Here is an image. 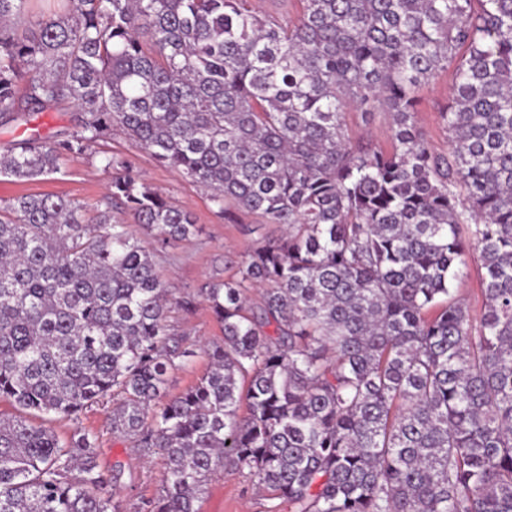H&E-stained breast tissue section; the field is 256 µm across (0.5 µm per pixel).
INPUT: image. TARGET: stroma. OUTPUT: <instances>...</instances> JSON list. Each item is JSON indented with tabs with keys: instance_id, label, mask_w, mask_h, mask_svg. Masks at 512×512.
I'll return each mask as SVG.
<instances>
[{
	"instance_id": "obj_1",
	"label": "stroma",
	"mask_w": 512,
	"mask_h": 512,
	"mask_svg": "<svg viewBox=\"0 0 512 512\" xmlns=\"http://www.w3.org/2000/svg\"><path fill=\"white\" fill-rule=\"evenodd\" d=\"M452 87L451 72L437 77L419 92L416 106L417 126L431 149L448 152V133L442 119L448 107ZM352 144L368 143L381 150L391 147V117L383 109L365 116L357 109L346 115ZM71 109L41 112L27 120L0 126V147L37 133L60 139L71 133ZM116 153L130 160L142 180L164 193L174 206L186 210L196 221L197 231L188 239L162 247L137 224H128V232L153 255L155 271L176 296L193 295L191 311L172 309L169 323L175 333L186 337L194 349L191 360L169 375V393L178 395L199 381L209 369L207 347L221 343L224 334L214 319L202 290L233 276L256 235L279 238L283 228L267 223L261 215L233 210L224 217L197 184L182 178L175 170L158 164L121 130L98 141L85 155L65 160L58 173L29 182H11L0 178V205L21 195L55 194L74 199L84 208L88 223H95L100 204L112 184V172L104 166V154ZM48 426L60 439L75 429L89 432L96 440L97 462L101 470L120 467L121 474L112 491L125 512H142V504L161 491L167 468L164 455H141L129 442L112 433V404L92 405L77 419L51 418ZM202 512H280L279 500L253 485L248 469L228 468L214 476L201 496Z\"/></svg>"
}]
</instances>
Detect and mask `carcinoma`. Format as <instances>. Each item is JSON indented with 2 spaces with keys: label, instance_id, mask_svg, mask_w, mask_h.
<instances>
[{
  "label": "carcinoma",
  "instance_id": "carcinoma-1",
  "mask_svg": "<svg viewBox=\"0 0 512 512\" xmlns=\"http://www.w3.org/2000/svg\"><path fill=\"white\" fill-rule=\"evenodd\" d=\"M28 2L0 0V125L71 104L75 131L6 145L1 177L119 128L285 232L205 289L224 343L170 397L195 351L169 313L193 301L111 212L161 245L192 215L120 155L96 224L53 194L0 206V400L19 410L0 512H123L95 439L32 421L109 398L112 434L166 457L148 512H198L228 465L288 512H512V0H301L295 22L251 0H49L32 22ZM448 69L441 155L415 107ZM352 106L390 113V150L351 144ZM471 258L477 316L452 288Z\"/></svg>",
  "mask_w": 512,
  "mask_h": 512
}]
</instances>
